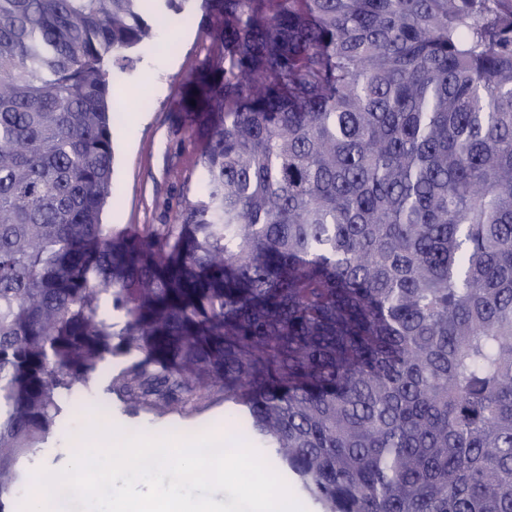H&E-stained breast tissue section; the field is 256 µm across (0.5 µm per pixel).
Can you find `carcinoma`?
<instances>
[{
	"label": "carcinoma",
	"mask_w": 512,
	"mask_h": 512,
	"mask_svg": "<svg viewBox=\"0 0 512 512\" xmlns=\"http://www.w3.org/2000/svg\"><path fill=\"white\" fill-rule=\"evenodd\" d=\"M188 2L0 0V512L136 354L321 512H512V0H201L196 190L115 231L112 86Z\"/></svg>",
	"instance_id": "1"
}]
</instances>
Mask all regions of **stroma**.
Returning a JSON list of instances; mask_svg holds the SVG:
<instances>
[{
	"label": "stroma",
	"mask_w": 512,
	"mask_h": 512,
	"mask_svg": "<svg viewBox=\"0 0 512 512\" xmlns=\"http://www.w3.org/2000/svg\"><path fill=\"white\" fill-rule=\"evenodd\" d=\"M187 9L192 20L172 17L160 22L154 45L112 89V102L123 111L125 122L113 141L114 195L103 215L105 224H162L172 221L182 206L183 189L173 170L190 166L194 151L175 108L181 84L203 59L208 43L196 0ZM122 365V360H113L104 375L84 388L82 406H64L56 434L45 447L20 459L24 487H31L37 470L65 468L81 446L80 432L94 419L131 432L184 437L220 432L227 442L245 441V434L225 424L224 401L219 397L202 400L186 414H161L145 406L127 411L116 395L105 391L110 375Z\"/></svg>",
	"instance_id": "1"
}]
</instances>
